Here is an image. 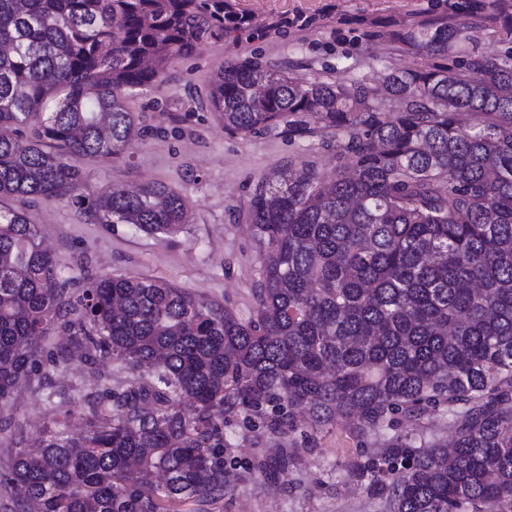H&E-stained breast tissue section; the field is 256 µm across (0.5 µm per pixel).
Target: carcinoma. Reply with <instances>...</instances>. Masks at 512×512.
<instances>
[{
  "instance_id": "1",
  "label": "carcinoma",
  "mask_w": 512,
  "mask_h": 512,
  "mask_svg": "<svg viewBox=\"0 0 512 512\" xmlns=\"http://www.w3.org/2000/svg\"><path fill=\"white\" fill-rule=\"evenodd\" d=\"M402 28L417 55L364 81L299 83L258 62L221 67L206 94L224 130L336 135L340 166L263 177L248 218L264 243L255 315L145 275L71 287L19 210L0 208V489L11 512H197L229 485L224 420L293 410L358 435L439 412L446 443L396 433L347 472L386 512H512V11ZM226 0H0V197L64 200L97 224L172 236L189 201L159 181L81 192L71 156L117 160L133 145L129 98L168 63L237 29ZM491 25L507 48L462 52ZM462 112L481 116L465 126ZM66 332L64 344L50 332ZM79 363L87 390L41 371ZM137 376L112 385V369ZM48 391L34 440L10 413L22 381ZM83 421L78 434L68 430Z\"/></svg>"
}]
</instances>
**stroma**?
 <instances>
[{"label":"stroma","mask_w":512,"mask_h":512,"mask_svg":"<svg viewBox=\"0 0 512 512\" xmlns=\"http://www.w3.org/2000/svg\"><path fill=\"white\" fill-rule=\"evenodd\" d=\"M247 25L173 61L163 82L131 99L142 131L118 160L74 158L84 193L109 185L157 180L186 197L193 219L173 237L148 236L131 224H96L63 200H5L26 212L42 231L43 245L65 276L148 274L229 307L241 318L255 310L264 246L248 222V200L257 183L291 161L335 173L332 137L303 139L285 132L246 137L225 131L206 109L216 70L256 61L305 81L357 77L377 85L383 65L412 68L421 59L389 40L402 24L447 17L468 0H228ZM387 432L360 437L343 421L321 430L295 421L283 436L269 434L259 418L224 422L230 490L211 512H385L379 499L355 487L344 463L380 447ZM297 452L285 472L260 476L259 461L278 449Z\"/></svg>","instance_id":"stroma-1"}]
</instances>
